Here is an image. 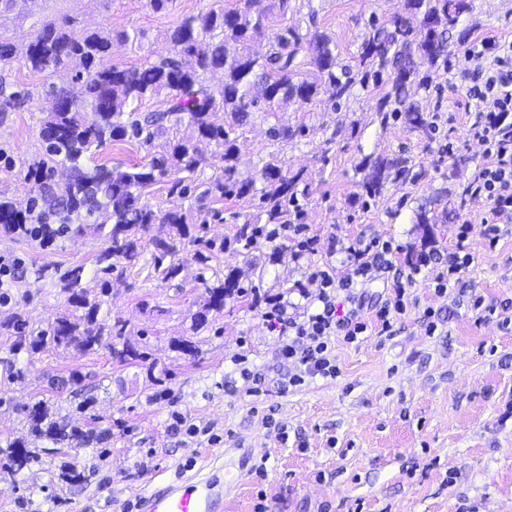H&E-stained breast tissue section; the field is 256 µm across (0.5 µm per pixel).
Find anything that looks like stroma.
I'll return each instance as SVG.
<instances>
[{
  "instance_id": "1",
  "label": "stroma",
  "mask_w": 512,
  "mask_h": 512,
  "mask_svg": "<svg viewBox=\"0 0 512 512\" xmlns=\"http://www.w3.org/2000/svg\"><path fill=\"white\" fill-rule=\"evenodd\" d=\"M236 3L170 0L166 10L155 12L145 0H15L0 12V43L14 49L9 60L0 61V83L7 92H30L25 103L10 107L0 94V200L19 201L36 191L22 170L41 153L43 85L49 79L58 85L71 81L67 66L49 78L25 65L26 47L43 24L73 19L82 29L143 32L142 42L113 44L102 60L107 67H143L169 52L167 32L181 17ZM402 5L403 0H313L317 25L335 35L344 66L355 65L370 17L388 21ZM460 26L473 37L512 34V0H473ZM465 49L451 42L447 70L415 96L426 113L440 105L451 113V124H440L434 134L401 121L384 128L373 122L372 89L357 91L336 112L323 99L291 104L281 113L282 124L308 127L279 152L288 171L305 174L308 192L300 203L318 238L317 254L278 260L276 244L240 243L203 265L189 246L182 271L168 280L151 264L146 244L138 262L118 265L101 313L123 324L124 340L148 344L151 365L116 364L105 347L85 355L47 348L16 375L7 363L16 338L0 333V446L18 441L35 455L18 476L0 462V512H127L155 475L175 477L216 448L203 436L185 442L172 434L176 412L221 434L226 460H237L239 449L253 451L239 488L224 500V512H255L260 487L265 512H512V418L502 417L512 403V324L502 325L494 315L477 321L467 301L436 295L432 266L419 276L416 303L393 335L371 328L352 343L336 338L338 376L309 379L285 391L281 382L290 365L252 306L254 297L281 296L306 312L318 292L313 284L297 288L309 265L330 263L340 277L350 271L345 254L329 250L335 238L393 240L401 247L402 267L410 251L444 255L455 247L461 187L485 161L481 147L467 137ZM268 127L260 115L247 127L238 165L243 174L256 173L274 150ZM450 139L459 148L452 157L439 156L438 146ZM370 153L409 157L411 171L365 204L357 165ZM428 198L440 199L451 217L425 232L413 214ZM106 245L102 230L71 233L44 248L0 229V255L25 260L11 303L0 306V321L17 315L40 329L73 313L67 293L38 278L45 266L84 265V291L96 299L95 258ZM465 246L474 258L463 276L467 287L488 306L512 297V234L492 246L483 225L475 223ZM233 270L245 295L227 300L223 312L195 328L205 282ZM429 306L440 311L431 335L421 320ZM181 340L193 342L197 355L178 351ZM241 355L264 376L260 396L249 395L233 365ZM228 378L236 391H225ZM37 402L49 420L86 432L88 445L47 452L46 441L30 432L28 408ZM280 423L288 427L284 441L276 430ZM73 469L81 481L67 480Z\"/></svg>"
}]
</instances>
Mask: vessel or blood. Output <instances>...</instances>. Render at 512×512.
Segmentation results:
<instances>
[{
  "mask_svg": "<svg viewBox=\"0 0 512 512\" xmlns=\"http://www.w3.org/2000/svg\"><path fill=\"white\" fill-rule=\"evenodd\" d=\"M240 470L225 462L202 466L136 498L138 512H223L224 497L237 489Z\"/></svg>",
  "mask_w": 512,
  "mask_h": 512,
  "instance_id": "vessel-or-blood-1",
  "label": "vessel or blood"
}]
</instances>
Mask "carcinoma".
Listing matches in <instances>:
<instances>
[{"label":"carcinoma","mask_w":512,"mask_h":512,"mask_svg":"<svg viewBox=\"0 0 512 512\" xmlns=\"http://www.w3.org/2000/svg\"><path fill=\"white\" fill-rule=\"evenodd\" d=\"M313 0H245L241 8H219L182 17L168 32L172 54L141 68L100 67L113 43L130 41L129 33L74 29L75 21L63 28L45 24L29 43L26 61L39 73L73 65L79 92L54 84L44 90L47 103L40 136L44 144L39 159L27 166L26 176L38 181L37 193L22 202L0 201V224H30L53 216L66 232L111 225L108 244L95 258V273H111L121 261H134L141 242L153 247L151 263L171 279L181 271L176 256L180 247L196 246L197 259L222 252L231 242L249 245L265 227L296 224L303 210L297 208L303 173L284 172L278 154L271 153L258 177L238 171L239 139L253 112L276 114L291 102L309 104L325 96L332 106L354 96L357 86L385 92L372 107L380 126L386 127L397 114L404 115L410 128L424 133L432 129L429 117L412 99V89L429 88L432 75L448 70V42L460 17L470 10V0H403L402 13L387 26L372 17L361 38L355 68L336 71V38L315 27ZM308 7L309 24L303 25V7ZM223 72L218 84L205 83V74ZM158 99L160 108L142 113L135 104ZM222 112L224 125L216 126L211 116ZM188 123L196 131L193 142L170 137ZM308 127L276 123L269 127L273 142H292ZM137 142L155 150L147 165L126 168L108 162L85 163L91 149L114 142ZM223 149V174L200 179L210 147ZM67 166L68 180L61 189L44 181L54 163ZM361 186L369 197L381 194L388 182L409 174V159L370 153L358 164ZM158 183L167 195L196 203L186 210L171 208L165 213L144 201ZM257 198L256 214L248 217L234 240L206 235L207 225L224 223V210L215 204L233 197ZM436 201L420 204L416 224H436L448 216V208L436 211ZM169 227L166 236L152 234L155 224ZM85 267L75 265L61 271L44 267L38 277L61 284L68 300L81 314L61 316L46 329L29 328L19 317L0 322V329L18 333L12 349L16 365L50 345L87 354L104 346L120 364L146 362L147 344L107 341L122 336L123 328L109 326L98 318L102 302H90L81 282ZM242 293L238 277L230 272L205 287L195 328L204 327L208 314L224 310L226 300ZM31 432L54 445L84 442L78 428L68 429L46 422L42 403L29 407ZM8 469L15 474L25 468L33 454L20 442L4 449Z\"/></svg>","instance_id":"obj_1"}]
</instances>
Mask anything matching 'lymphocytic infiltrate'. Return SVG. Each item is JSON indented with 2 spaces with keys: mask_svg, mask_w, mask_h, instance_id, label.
<instances>
[{
  "mask_svg": "<svg viewBox=\"0 0 512 512\" xmlns=\"http://www.w3.org/2000/svg\"><path fill=\"white\" fill-rule=\"evenodd\" d=\"M472 65L471 84L466 91L467 132L487 157V164L476 168L461 191L462 201L478 200L482 208L477 217L462 214L458 243L448 253V266L436 276L439 292L455 290L461 274L473 261L464 241L472 222L485 224L489 244L500 239L502 225L512 222V40L493 35L476 37L466 50ZM351 263L348 276L337 277L332 265H310L308 279L317 284L318 305L303 316L289 313L286 300H266L260 311L265 327L279 337L281 355L291 362L282 389L302 385L306 378H332L338 372L332 336L341 334L356 340L367 324L361 318L369 283L384 280L391 295L376 312L380 333L392 332L395 322L412 303L411 289L429 264L427 255H419L408 269L396 263L391 243L372 240L345 246Z\"/></svg>",
  "mask_w": 512,
  "mask_h": 512,
  "instance_id": "1",
  "label": "lymphocytic infiltrate"
}]
</instances>
